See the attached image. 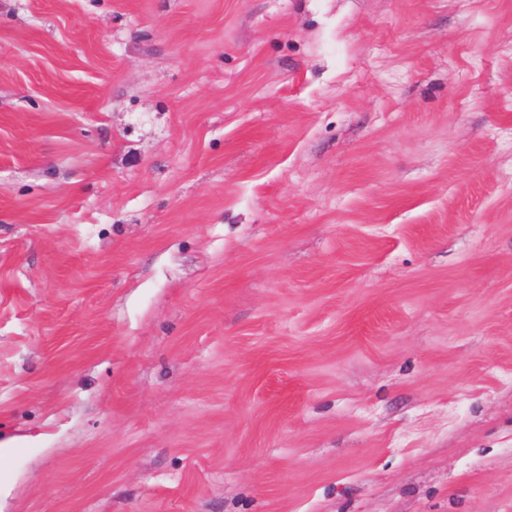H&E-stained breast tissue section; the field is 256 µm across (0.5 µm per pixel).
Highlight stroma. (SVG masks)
Wrapping results in <instances>:
<instances>
[{
	"instance_id": "35a3bbf8",
	"label": "stroma",
	"mask_w": 512,
	"mask_h": 512,
	"mask_svg": "<svg viewBox=\"0 0 512 512\" xmlns=\"http://www.w3.org/2000/svg\"><path fill=\"white\" fill-rule=\"evenodd\" d=\"M0 512H512V0H0Z\"/></svg>"
}]
</instances>
